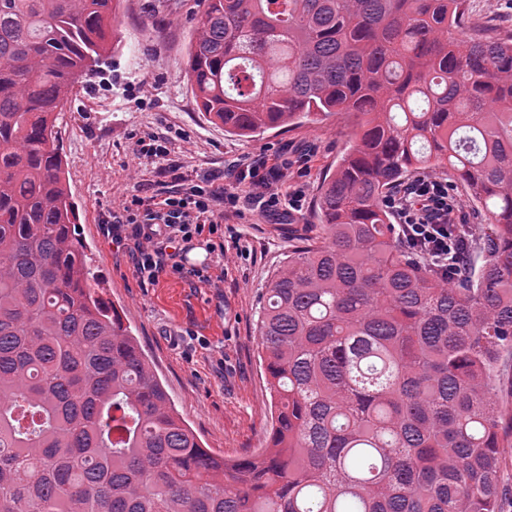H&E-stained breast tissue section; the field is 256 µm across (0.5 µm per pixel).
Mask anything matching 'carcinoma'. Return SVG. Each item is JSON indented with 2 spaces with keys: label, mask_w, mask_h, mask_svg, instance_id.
I'll list each match as a JSON object with an SVG mask.
<instances>
[{
  "label": "carcinoma",
  "mask_w": 512,
  "mask_h": 512,
  "mask_svg": "<svg viewBox=\"0 0 512 512\" xmlns=\"http://www.w3.org/2000/svg\"><path fill=\"white\" fill-rule=\"evenodd\" d=\"M466 0H204L188 77L241 137L342 114L320 236L268 281L266 446H201L90 288L54 132L111 50L120 0H0V512H500L512 447V32ZM448 168L481 223L441 274L386 201ZM503 406L505 420L512 418V361H506L502 366V380L500 391L497 396ZM499 480L502 488L500 511L512 512V448H507V452L504 455Z\"/></svg>",
  "instance_id": "obj_1"
}]
</instances>
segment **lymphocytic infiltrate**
Masks as SVG:
<instances>
[{
  "mask_svg": "<svg viewBox=\"0 0 512 512\" xmlns=\"http://www.w3.org/2000/svg\"><path fill=\"white\" fill-rule=\"evenodd\" d=\"M282 168V163L264 158L239 165L233 178L236 184L247 186L248 193L243 197L220 186L202 187L182 181L172 191L145 198L131 195L122 209L113 213L112 222L132 225L140 277L155 281L170 271L183 273V266L175 260L181 244L193 235L217 232L225 213L240 201L271 215L283 205L292 212L301 210L303 195L298 190H284ZM389 205L399 216L409 246L435 268L447 270L448 229L462 218V204L449 196L447 182L420 177L402 195L391 198Z\"/></svg>",
  "mask_w": 512,
  "mask_h": 512,
  "instance_id": "obj_1",
  "label": "lymphocytic infiltrate"
}]
</instances>
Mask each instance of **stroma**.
Here are the masks:
<instances>
[{"label": "stroma", "instance_id": "35a3bbf8", "mask_svg": "<svg viewBox=\"0 0 512 512\" xmlns=\"http://www.w3.org/2000/svg\"><path fill=\"white\" fill-rule=\"evenodd\" d=\"M202 9L201 0H122L113 53L75 87L55 130L93 288L116 307L203 447L231 460L263 448L272 425L256 331L261 296L292 246L315 235L320 184L352 137L335 116L242 138L200 112L187 71ZM149 135L167 146L164 163L135 158L138 140ZM262 157L287 162L288 184L303 191L304 208L273 219L249 206L217 233L193 237L209 280L173 273L142 280L131 226L120 228L125 245L113 246L106 218L133 190L149 196L168 185L167 167L233 192L231 171Z\"/></svg>", "mask_w": 512, "mask_h": 512}]
</instances>
